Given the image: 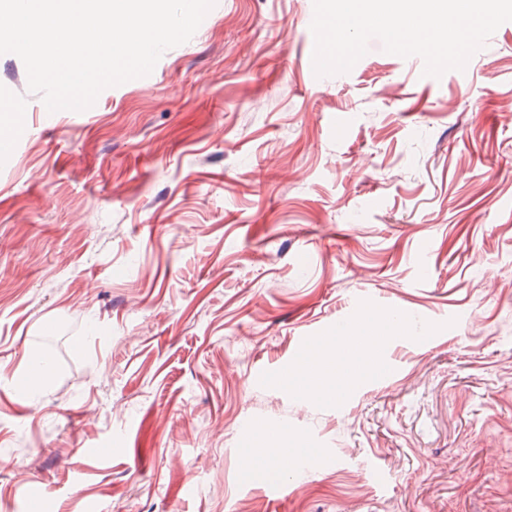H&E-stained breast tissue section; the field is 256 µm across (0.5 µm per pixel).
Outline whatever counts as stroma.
<instances>
[{"instance_id":"1","label":"stroma","mask_w":512,"mask_h":512,"mask_svg":"<svg viewBox=\"0 0 512 512\" xmlns=\"http://www.w3.org/2000/svg\"><path fill=\"white\" fill-rule=\"evenodd\" d=\"M312 18L216 0L83 112L0 55V512H512V21L319 78ZM374 313L375 374L281 379ZM257 458L252 452L249 453V466L255 473L260 472L258 460L264 472L285 471V469H294L302 465L301 458L298 454H288L281 452L279 448H259L257 450Z\"/></svg>"}]
</instances>
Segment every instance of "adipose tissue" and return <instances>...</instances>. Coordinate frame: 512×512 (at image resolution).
<instances>
[{"label":"adipose tissue","mask_w":512,"mask_h":512,"mask_svg":"<svg viewBox=\"0 0 512 512\" xmlns=\"http://www.w3.org/2000/svg\"><path fill=\"white\" fill-rule=\"evenodd\" d=\"M390 322L368 324L363 331L365 349L353 351L350 357H338L337 352L347 345L346 337L339 336L326 343L313 360L301 362L295 380L311 394L321 399H333L355 380L364 378L378 369L377 361L367 354L377 334L392 331Z\"/></svg>","instance_id":"1"}]
</instances>
